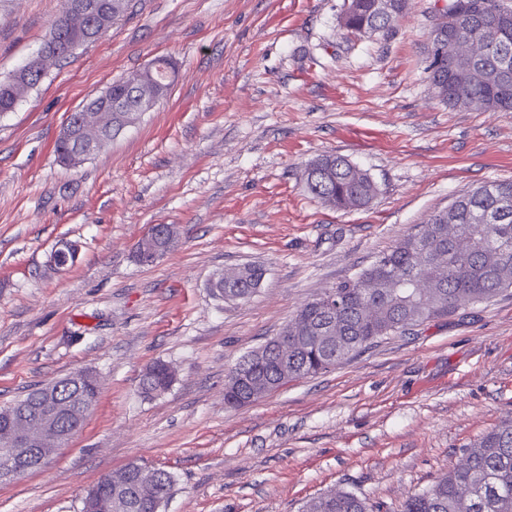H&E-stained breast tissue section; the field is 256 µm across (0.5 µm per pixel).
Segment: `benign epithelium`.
I'll list each match as a JSON object with an SVG mask.
<instances>
[{"label": "benign epithelium", "instance_id": "obj_1", "mask_svg": "<svg viewBox=\"0 0 512 512\" xmlns=\"http://www.w3.org/2000/svg\"><path fill=\"white\" fill-rule=\"evenodd\" d=\"M73 11L85 18L90 25L84 27L83 41L94 38L93 19L106 15L110 9L109 0H75ZM471 17L463 10L443 11L438 17V28L445 31H458L469 25ZM100 102L112 106L117 124L104 126L105 119L96 112L97 104L88 103L78 110V115H69L61 136L70 143V151L61 157L67 166H76L95 155L113 134H119L124 128L138 120L143 112L152 109L155 100L138 98L136 111H122L119 102L112 100L110 94L101 96ZM179 236L175 224H154L138 242L137 248L143 256L152 260L161 257L176 244ZM297 329L291 327L281 335L274 337L267 348H259L250 363L240 367L235 373L236 381L251 389L252 397L263 394L258 370L274 354L282 358L283 374H288V342L292 341ZM94 378L85 371H78L66 376L63 383H53L42 387L35 404L27 409H19L6 414L7 424L0 433V480L17 478L31 470L42 467L46 461L62 447L71 434L60 426V420L68 417L74 423H81L91 408L89 399L74 397L67 404L60 403L59 392L62 387L69 389Z\"/></svg>", "mask_w": 512, "mask_h": 512}]
</instances>
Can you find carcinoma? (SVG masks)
<instances>
[{"mask_svg":"<svg viewBox=\"0 0 512 512\" xmlns=\"http://www.w3.org/2000/svg\"><path fill=\"white\" fill-rule=\"evenodd\" d=\"M377 0H357L356 9L341 19L353 34L389 31L387 21L376 7ZM470 6L475 15L457 42L432 35L425 49V71L436 80L437 66L451 61L449 50L468 54V74L457 77L439 98L452 106L477 105L486 111H512V7L503 0H453L450 8ZM83 20L63 7L51 29L75 28ZM69 46L60 43L53 59L30 70H16L13 90L0 99L5 109H13L22 94L35 86L48 67L67 58ZM511 78L504 81L501 73ZM168 86L142 73L134 82L112 83V97L130 105L147 93L164 97ZM315 179L303 173L308 190L327 205L338 209L367 206L377 194L370 175L347 158L325 155L312 162ZM495 190L483 185L456 199L458 215L454 223H444L433 214L420 229L407 235L392 249L380 254L355 277L331 289L334 307L322 298L303 305L291 323L318 322L332 327L334 337L318 342L302 331L288 351V379L276 376L275 365L267 367L271 377L268 392L288 382L314 376L373 344L376 339L419 326L458 310V304L474 306L488 302L512 288V181H494ZM245 280L224 282L219 297L244 300L256 291L265 271L247 266ZM169 365L155 363L141 375V393L150 397L170 388ZM139 468L130 464L113 473L112 488L100 489L95 505L81 512H152L153 501L141 493ZM155 494L170 497L173 476L168 471L151 470ZM302 512H374L367 499L352 491L330 490L303 505ZM403 512H512V424L497 426L463 451V458L448 467V473L431 486L405 500Z\"/></svg>","mask_w":512,"mask_h":512,"instance_id":"carcinoma-1","label":"carcinoma"}]
</instances>
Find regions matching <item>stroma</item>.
Segmentation results:
<instances>
[{
    "label": "stroma",
    "mask_w": 512,
    "mask_h": 512,
    "mask_svg": "<svg viewBox=\"0 0 512 512\" xmlns=\"http://www.w3.org/2000/svg\"><path fill=\"white\" fill-rule=\"evenodd\" d=\"M346 0H130L0 115V407L88 369L81 429L41 468L0 480V512H80L135 463L174 478L164 512H299L346 489L401 512L473 440L512 422V290L403 333L253 404H224L237 360L304 303L354 277L456 198L512 180V112L452 108L425 48L450 0H409L387 33L347 35ZM61 0H0V79L40 49ZM167 58L166 97L79 166L58 162L70 112ZM336 154L378 186L324 205L302 173ZM153 224L180 239L135 257ZM63 242L75 262L51 260ZM259 265L250 298L219 273ZM161 361L172 386L143 396ZM246 267L249 272L246 280L227 282L224 281L223 275L215 277L211 282L213 287L224 284L223 291L220 294L215 293V295L228 300H244L254 294L257 289L255 287L262 282L265 271L262 267L256 265Z\"/></svg>",
    "instance_id": "obj_1"
}]
</instances>
